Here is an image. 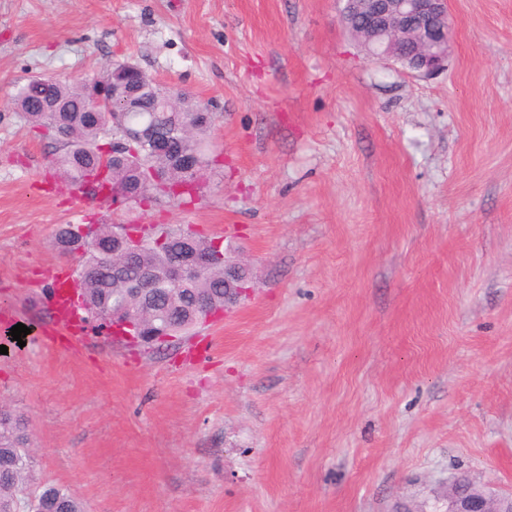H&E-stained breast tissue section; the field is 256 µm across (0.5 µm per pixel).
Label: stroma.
<instances>
[{
    "label": "stroma",
    "mask_w": 512,
    "mask_h": 512,
    "mask_svg": "<svg viewBox=\"0 0 512 512\" xmlns=\"http://www.w3.org/2000/svg\"><path fill=\"white\" fill-rule=\"evenodd\" d=\"M343 0H0V405L86 512H441L512 491V0H448V67L368 58ZM130 60L216 121L194 204L74 202L17 114ZM225 240L255 285L179 344L47 337L58 226ZM444 512H511L512 492H499L481 485L470 476L467 488L459 489L458 479L448 482Z\"/></svg>",
    "instance_id": "35a3bbf8"
}]
</instances>
